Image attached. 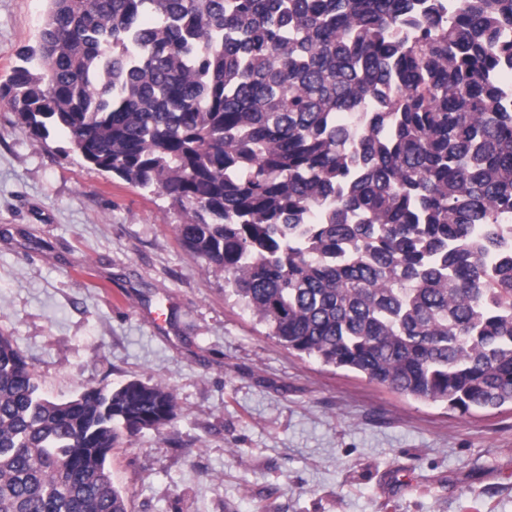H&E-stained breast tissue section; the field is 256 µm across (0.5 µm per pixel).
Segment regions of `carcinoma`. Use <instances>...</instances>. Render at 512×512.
<instances>
[{"instance_id": "cac0c4a2", "label": "carcinoma", "mask_w": 512, "mask_h": 512, "mask_svg": "<svg viewBox=\"0 0 512 512\" xmlns=\"http://www.w3.org/2000/svg\"><path fill=\"white\" fill-rule=\"evenodd\" d=\"M22 131L162 193L289 352L448 410L512 407V0H48ZM177 401L66 402L0 330V512H127L110 458Z\"/></svg>"}]
</instances>
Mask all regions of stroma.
I'll list each match as a JSON object with an SVG mask.
<instances>
[{
  "instance_id": "stroma-1",
  "label": "stroma",
  "mask_w": 512,
  "mask_h": 512,
  "mask_svg": "<svg viewBox=\"0 0 512 512\" xmlns=\"http://www.w3.org/2000/svg\"><path fill=\"white\" fill-rule=\"evenodd\" d=\"M47 0H0V82ZM171 199L34 139L0 100V330L66 401L166 383L110 459L128 512H512V410L463 414L289 353L179 240Z\"/></svg>"
}]
</instances>
